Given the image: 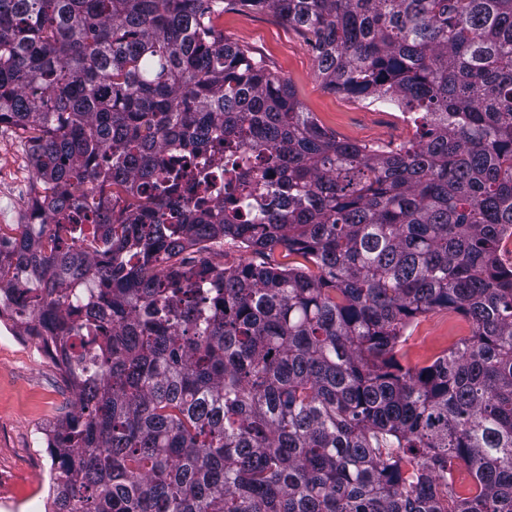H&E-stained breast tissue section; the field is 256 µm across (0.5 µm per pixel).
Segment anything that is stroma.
Wrapping results in <instances>:
<instances>
[{
    "label": "stroma",
    "instance_id": "obj_1",
    "mask_svg": "<svg viewBox=\"0 0 512 512\" xmlns=\"http://www.w3.org/2000/svg\"><path fill=\"white\" fill-rule=\"evenodd\" d=\"M219 24L230 42L263 56L290 78L297 98L329 131L374 144L408 140L411 123L395 105H368L324 90L308 46L278 17L264 12H228ZM462 315L433 312L407 333L403 364L421 365L438 353ZM57 372L22 343L0 338V512H47L52 506L54 460L44 435L71 410L75 395L57 388Z\"/></svg>",
    "mask_w": 512,
    "mask_h": 512
}]
</instances>
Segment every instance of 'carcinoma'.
<instances>
[{"label":"carcinoma","instance_id":"obj_1","mask_svg":"<svg viewBox=\"0 0 512 512\" xmlns=\"http://www.w3.org/2000/svg\"><path fill=\"white\" fill-rule=\"evenodd\" d=\"M235 9L279 16L327 91L396 105L412 138H336L224 42ZM0 124L42 214L0 230V298L112 309L100 369L66 366L77 414L47 448L82 463L55 468L53 512H512V0H0ZM217 132L221 201L187 159ZM241 153L275 157V185ZM240 238L261 262L186 260ZM437 310L469 336L402 364ZM21 131L16 129L15 127L10 126H0V142L1 147L3 145H7L11 148L15 155L20 157L24 164H30L29 155L27 153V148L25 146V139L23 138Z\"/></svg>","mask_w":512,"mask_h":512}]
</instances>
